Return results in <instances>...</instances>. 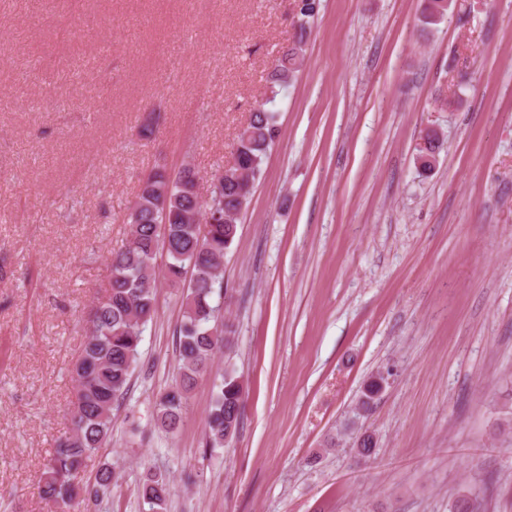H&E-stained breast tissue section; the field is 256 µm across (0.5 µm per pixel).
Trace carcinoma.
<instances>
[{"label":"carcinoma","mask_w":512,"mask_h":512,"mask_svg":"<svg viewBox=\"0 0 512 512\" xmlns=\"http://www.w3.org/2000/svg\"><path fill=\"white\" fill-rule=\"evenodd\" d=\"M320 0H298V33L288 53L276 60L269 75L271 93L288 88L305 60L310 22ZM449 0H423L420 22L431 28L447 15ZM278 131L277 113L260 105L252 110L236 136L233 165L224 171L222 207L218 211L241 212L251 200L263 162ZM442 146L439 134L422 136L417 160L423 171L434 168ZM197 172L181 169L176 174L158 167L144 175L129 212V240L110 253L109 276L102 294L94 297L86 312L88 335L72 374L75 401L70 409L69 431L57 438L52 456L39 479V495L67 508L84 501L98 504L102 495L118 485L120 474L105 465L95 481L83 480L88 460L112 438V409L128 394L140 360L144 329L155 315L156 260L165 254V278L183 291L184 312L176 330L180 371L175 383L157 402V421L173 431L183 421L188 393L212 365L217 352L231 350L224 335L221 300L224 255L233 244L237 222L202 224L195 220L213 207L191 191ZM383 385L372 378L359 399V410H372ZM245 388L235 369H226L214 383L211 409L202 455L224 447L239 432ZM147 512H166L169 481L148 473L137 486Z\"/></svg>","instance_id":"obj_1"}]
</instances>
